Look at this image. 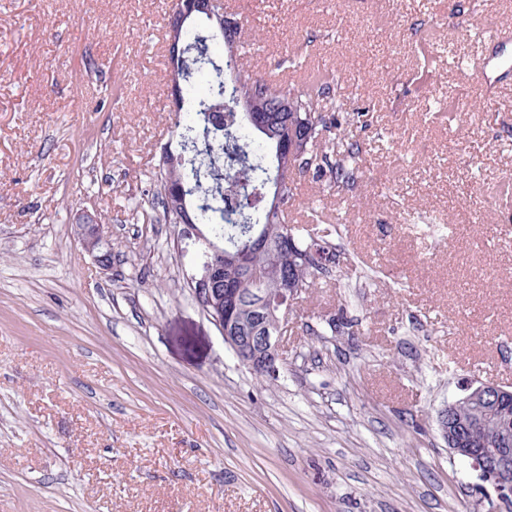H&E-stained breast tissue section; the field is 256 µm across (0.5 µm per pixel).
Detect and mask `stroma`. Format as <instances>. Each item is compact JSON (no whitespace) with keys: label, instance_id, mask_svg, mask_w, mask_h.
Masks as SVG:
<instances>
[{"label":"stroma","instance_id":"stroma-1","mask_svg":"<svg viewBox=\"0 0 512 512\" xmlns=\"http://www.w3.org/2000/svg\"><path fill=\"white\" fill-rule=\"evenodd\" d=\"M170 6L0 0V512H478L436 417L512 386V60L468 67L512 0H235L260 73H337L374 116L354 189L298 180L358 273L295 301L275 377L195 302L203 241L140 207ZM92 219V220H90ZM75 231L84 249L103 269H107L112 259V243L104 234L102 224L88 211H83L77 218Z\"/></svg>","mask_w":512,"mask_h":512}]
</instances>
